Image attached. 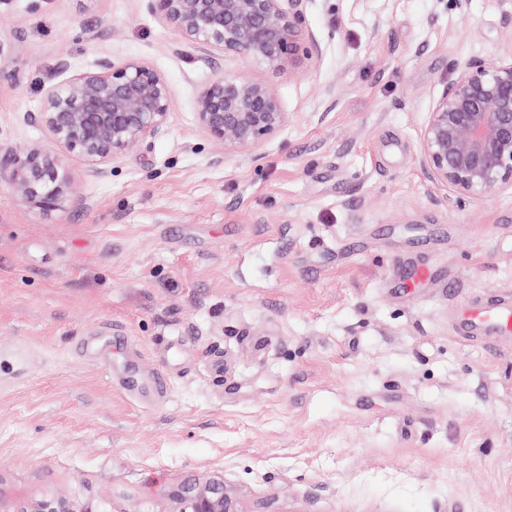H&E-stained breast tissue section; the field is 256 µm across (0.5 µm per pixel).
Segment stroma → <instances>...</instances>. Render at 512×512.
Listing matches in <instances>:
<instances>
[{"instance_id": "1", "label": "stroma", "mask_w": 512, "mask_h": 512, "mask_svg": "<svg viewBox=\"0 0 512 512\" xmlns=\"http://www.w3.org/2000/svg\"><path fill=\"white\" fill-rule=\"evenodd\" d=\"M319 53L202 61L148 0H0V161L60 61L146 60L169 132L45 212L0 181V501L170 512L223 477L242 512H512V344L454 301L512 292V191L456 202L420 133L455 63L512 55V0H304ZM274 83L250 157L195 119L220 76ZM436 278L403 288L415 259ZM165 376L164 393L154 389Z\"/></svg>"}]
</instances>
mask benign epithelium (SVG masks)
<instances>
[{
  "label": "benign epithelium",
  "instance_id": "1",
  "mask_svg": "<svg viewBox=\"0 0 512 512\" xmlns=\"http://www.w3.org/2000/svg\"><path fill=\"white\" fill-rule=\"evenodd\" d=\"M303 0H149L183 45L203 59L240 55L279 71L319 44L304 23ZM455 77L436 98L419 140L422 162L437 185L459 199L483 200L512 189V55L494 67L454 65ZM59 80L23 120L80 157L102 179L110 164L148 139L167 133L172 94L165 76L142 59L116 63L101 55L87 69L58 67ZM196 122L224 152L251 155L287 123L275 86L241 76L218 77L196 101ZM12 195L54 211L73 192L59 154L38 146L14 154ZM173 512H241L222 478L185 485ZM0 512H70L63 500L0 502Z\"/></svg>",
  "mask_w": 512,
  "mask_h": 512
}]
</instances>
